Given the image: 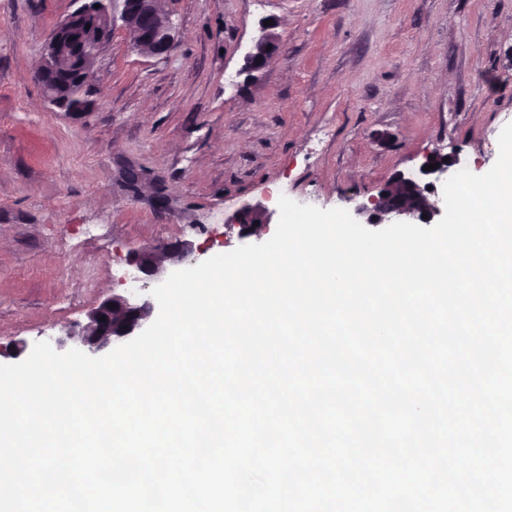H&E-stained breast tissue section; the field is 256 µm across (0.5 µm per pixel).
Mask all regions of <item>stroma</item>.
Wrapping results in <instances>:
<instances>
[{"label": "stroma", "mask_w": 512, "mask_h": 512, "mask_svg": "<svg viewBox=\"0 0 512 512\" xmlns=\"http://www.w3.org/2000/svg\"><path fill=\"white\" fill-rule=\"evenodd\" d=\"M78 0H0V347L79 329L131 251L191 241L183 267L265 242L239 218L273 196L354 210L433 153L488 171L512 122V0H167L177 46L121 26L95 105L51 107L43 46ZM272 21L278 49L245 57ZM141 175L138 188L129 170Z\"/></svg>", "instance_id": "obj_1"}]
</instances>
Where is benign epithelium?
<instances>
[{"mask_svg": "<svg viewBox=\"0 0 512 512\" xmlns=\"http://www.w3.org/2000/svg\"><path fill=\"white\" fill-rule=\"evenodd\" d=\"M99 7L83 3L61 20L52 30L42 51V64L38 81L44 88L45 98L51 105L61 109L62 100L57 98L59 86L88 85L94 77V70L86 65L88 60H97L105 46V33L112 30L115 17L112 3L97 0ZM121 27L125 32L135 33L137 40L131 47L142 52V45L149 46L145 55L164 57L171 53L175 44L176 24L172 14L162 13L156 0H122ZM89 32H84V29ZM277 44V36L271 27H264L263 34L256 39L252 50L246 56L245 69L257 72L265 65L269 54L267 47ZM62 55L71 56L77 65L64 72L58 67ZM439 164L434 170L425 171L423 166ZM455 159L443 160L439 154L428 155L422 167L416 171L395 175L372 194L359 202L356 214L365 218L368 224L395 222H431L440 213L438 202L431 200V188L454 165ZM427 218H422V215ZM269 217L263 209H248L243 213V229L268 223ZM193 251L188 241H178L161 247L135 250L130 254L128 265L132 279L140 276L158 277L168 267L178 264ZM154 312V303L130 289L114 293L88 314V321L76 332H69L56 341L60 349L76 348L85 353L96 354L115 343L128 341L144 329ZM105 320H100V317Z\"/></svg>", "mask_w": 512, "mask_h": 512, "instance_id": "7a95c632", "label": "benign epithelium"}]
</instances>
